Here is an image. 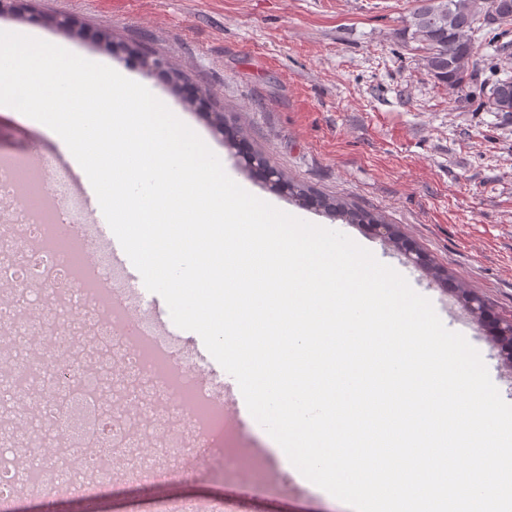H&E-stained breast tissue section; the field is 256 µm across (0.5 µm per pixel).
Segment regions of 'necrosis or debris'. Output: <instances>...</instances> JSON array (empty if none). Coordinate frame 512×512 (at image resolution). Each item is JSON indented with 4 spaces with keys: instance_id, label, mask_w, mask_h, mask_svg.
<instances>
[{
    "instance_id": "1",
    "label": "necrosis or debris",
    "mask_w": 512,
    "mask_h": 512,
    "mask_svg": "<svg viewBox=\"0 0 512 512\" xmlns=\"http://www.w3.org/2000/svg\"><path fill=\"white\" fill-rule=\"evenodd\" d=\"M29 153L0 154V334L11 370L0 374V412L21 398L39 411L35 437L0 433V507L14 498L13 476L26 460L33 491H94L116 473L143 478L182 469L176 443L219 450L226 471L251 480L266 462L230 428L193 362L156 336L148 321L115 302L120 277L105 257L81 264L93 236L63 188H43L40 204L17 203ZM79 449L72 458L71 449Z\"/></svg>"
}]
</instances>
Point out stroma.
Segmentation results:
<instances>
[{
	"mask_svg": "<svg viewBox=\"0 0 512 512\" xmlns=\"http://www.w3.org/2000/svg\"><path fill=\"white\" fill-rule=\"evenodd\" d=\"M31 11L83 23L77 49L111 60L156 97L181 109L236 179L300 219L367 241L374 256L427 297L444 326L480 353L512 401V363L499 356L458 294L439 277L464 281L472 295L512 319V112H490L449 94L404 36L413 0H26ZM106 31L119 54L95 40ZM480 47L479 81L512 76V56ZM179 65L207 112L185 110L179 94L135 51ZM243 127L255 152L314 193L383 215L441 271L416 267L390 238L347 224L302 198L270 188L224 145L211 115ZM47 134L0 116V152L28 150ZM351 512L315 484L275 464L266 484L237 488L220 458L151 480H122L92 492H18L32 512Z\"/></svg>",
	"mask_w": 512,
	"mask_h": 512,
	"instance_id": "35a3bbf8",
	"label": "stroma"
}]
</instances>
